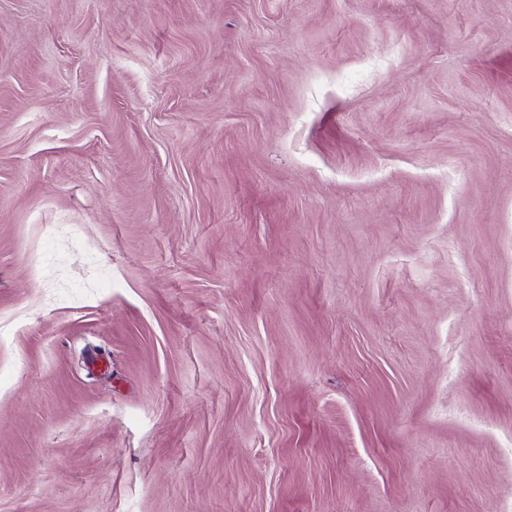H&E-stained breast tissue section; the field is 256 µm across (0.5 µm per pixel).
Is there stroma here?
<instances>
[{"label": "stroma", "mask_w": 512, "mask_h": 512, "mask_svg": "<svg viewBox=\"0 0 512 512\" xmlns=\"http://www.w3.org/2000/svg\"><path fill=\"white\" fill-rule=\"evenodd\" d=\"M0 512H512V0H0Z\"/></svg>", "instance_id": "35a3bbf8"}]
</instances>
